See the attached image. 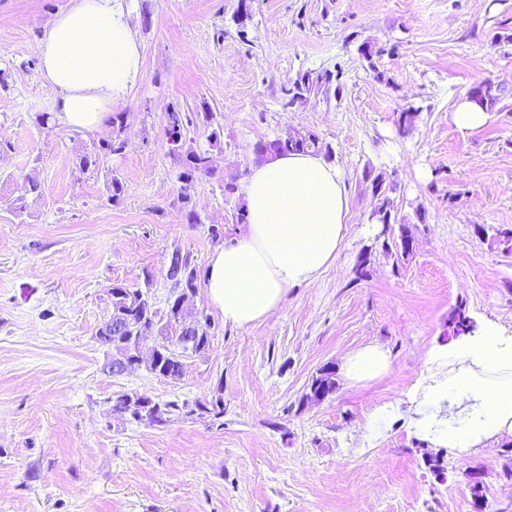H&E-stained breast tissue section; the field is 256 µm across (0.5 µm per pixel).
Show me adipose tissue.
I'll return each instance as SVG.
<instances>
[{
	"mask_svg": "<svg viewBox=\"0 0 512 512\" xmlns=\"http://www.w3.org/2000/svg\"><path fill=\"white\" fill-rule=\"evenodd\" d=\"M37 54L43 80L57 91L50 112L75 129L110 125L113 104L126 96L142 67L123 0H74L51 21ZM242 195L245 230L213 250L204 280L210 304L240 328L275 310L288 288L317 282L338 257L348 216L342 171L309 153L256 165ZM435 359L448 372L426 387L422 402H447L450 412L423 413L416 420L435 445L465 452L512 435V334L486 321ZM389 368V355L377 344L357 350L343 365L355 382Z\"/></svg>",
	"mask_w": 512,
	"mask_h": 512,
	"instance_id": "ef3b65f1",
	"label": "adipose tissue"
}]
</instances>
